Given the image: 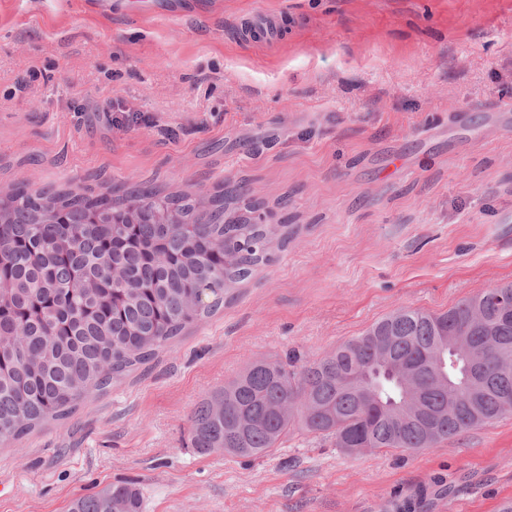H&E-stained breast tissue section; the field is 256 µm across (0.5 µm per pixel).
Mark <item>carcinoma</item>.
Wrapping results in <instances>:
<instances>
[{
  "instance_id": "obj_1",
  "label": "carcinoma",
  "mask_w": 512,
  "mask_h": 512,
  "mask_svg": "<svg viewBox=\"0 0 512 512\" xmlns=\"http://www.w3.org/2000/svg\"><path fill=\"white\" fill-rule=\"evenodd\" d=\"M247 194L239 185L201 201L188 193L164 196L184 222L137 224L112 250V223L128 201L159 193L136 184L119 200L112 192L86 196L53 185L8 189L0 223V443L49 420H64L89 393L102 392L149 362L185 329L213 315L234 291L288 243L284 224H245L231 208ZM97 222L86 223L89 215ZM237 255L224 265V253ZM207 303L189 304L201 285ZM463 298L443 312L400 309L325 357L296 366V358L256 359L224 388L202 398L189 417L201 455L224 451L261 457L296 427L341 439L357 434L369 448L412 451L512 413V315L486 299ZM492 330L474 328L492 387L469 386L464 358L440 345L472 324L475 312ZM143 512L136 483L110 484L73 501L70 512Z\"/></svg>"
}]
</instances>
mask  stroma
<instances>
[{"label":"stroma","instance_id":"stroma-1","mask_svg":"<svg viewBox=\"0 0 512 512\" xmlns=\"http://www.w3.org/2000/svg\"><path fill=\"white\" fill-rule=\"evenodd\" d=\"M512 0H0V187L242 183L291 225L233 300L0 447V512H499L512 414L431 448L199 455L196 403L402 308L512 283ZM456 110H449V103ZM112 500L120 510L112 512H142V493L136 483L127 481L110 484L95 494L78 497L71 504L70 512H109L105 503Z\"/></svg>","mask_w":512,"mask_h":512}]
</instances>
